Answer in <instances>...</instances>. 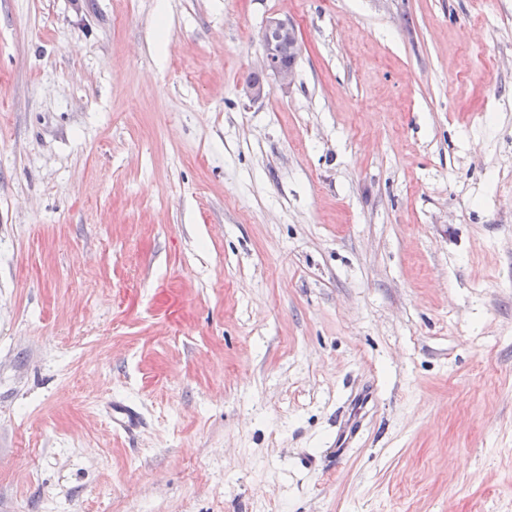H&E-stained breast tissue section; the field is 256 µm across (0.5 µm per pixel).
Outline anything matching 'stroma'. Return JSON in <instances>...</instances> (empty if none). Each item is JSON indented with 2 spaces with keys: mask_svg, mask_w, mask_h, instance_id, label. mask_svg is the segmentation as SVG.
<instances>
[{
  "mask_svg": "<svg viewBox=\"0 0 512 512\" xmlns=\"http://www.w3.org/2000/svg\"><path fill=\"white\" fill-rule=\"evenodd\" d=\"M0 512H512V0H0ZM265 34L268 39L263 41V56L260 71L261 75L272 77L282 87L291 86L296 77V64L292 56H285L280 63V57L288 52L294 53L296 59L301 51V41L296 25L288 18L270 17L266 23ZM272 35L274 37H272ZM107 409L108 420L116 430L129 432L140 423L138 415L122 403L110 402Z\"/></svg>",
  "mask_w": 512,
  "mask_h": 512,
  "instance_id": "1",
  "label": "stroma"
}]
</instances>
